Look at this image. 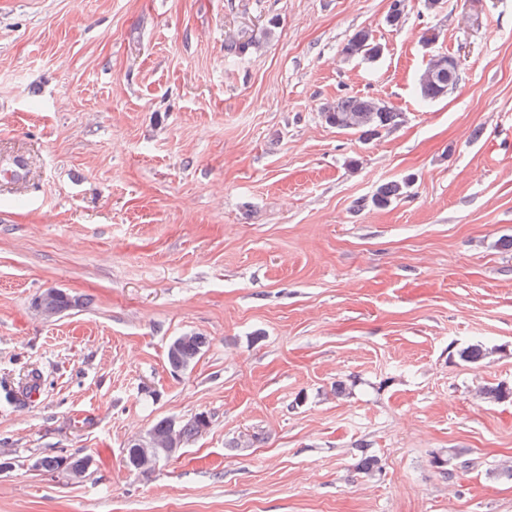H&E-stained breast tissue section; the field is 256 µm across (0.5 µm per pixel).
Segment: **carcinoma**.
<instances>
[{
  "instance_id": "cac0c4a2",
  "label": "carcinoma",
  "mask_w": 512,
  "mask_h": 512,
  "mask_svg": "<svg viewBox=\"0 0 512 512\" xmlns=\"http://www.w3.org/2000/svg\"><path fill=\"white\" fill-rule=\"evenodd\" d=\"M378 43L366 29L355 32L344 45L342 52L348 57L374 60L379 57ZM459 72L452 68H440L434 72L424 70L419 80L418 92L425 100H434L456 87ZM322 117L325 123L336 129L353 130L364 136H377L383 130H390L403 121V113L396 111L386 103L367 96H348L340 98L334 104L323 107ZM408 181H393L379 187L373 197L378 207L388 206L404 193ZM35 307H43L57 314L72 306L71 298L58 290L48 289L39 294L34 301ZM207 343L206 337L190 334L176 337L168 346L167 362L174 371H182L193 364L201 355ZM497 351V347L484 343H474L463 348L459 356L467 362H478ZM209 426V419L198 414L193 419L179 424V429L188 441ZM91 457L68 454L46 456L36 459V467L49 474H66L70 471L87 472Z\"/></svg>"
}]
</instances>
